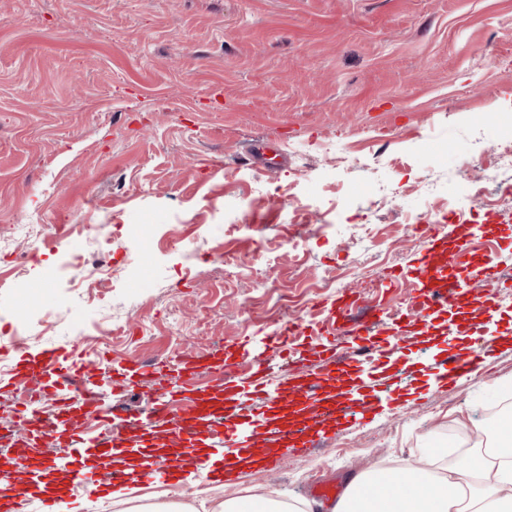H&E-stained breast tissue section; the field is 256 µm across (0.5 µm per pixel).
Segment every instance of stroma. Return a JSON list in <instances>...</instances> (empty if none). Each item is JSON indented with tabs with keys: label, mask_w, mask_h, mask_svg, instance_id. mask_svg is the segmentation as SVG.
<instances>
[{
	"label": "stroma",
	"mask_w": 512,
	"mask_h": 512,
	"mask_svg": "<svg viewBox=\"0 0 512 512\" xmlns=\"http://www.w3.org/2000/svg\"><path fill=\"white\" fill-rule=\"evenodd\" d=\"M509 153L512 0H0V339L150 362L331 326L343 294L400 319L423 214L455 223L470 265L506 252L491 334L512 337ZM91 224L109 267L66 283ZM37 312L53 318L23 341ZM438 342H410L388 411L312 454L160 494L313 500L381 460L486 443L512 346L434 390L419 369Z\"/></svg>",
	"instance_id": "stroma-1"
}]
</instances>
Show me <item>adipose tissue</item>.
I'll use <instances>...</instances> for the list:
<instances>
[{"mask_svg": "<svg viewBox=\"0 0 512 512\" xmlns=\"http://www.w3.org/2000/svg\"><path fill=\"white\" fill-rule=\"evenodd\" d=\"M331 512H512V415L450 475L380 466L353 476Z\"/></svg>", "mask_w": 512, "mask_h": 512, "instance_id": "ef3b65f1", "label": "adipose tissue"}]
</instances>
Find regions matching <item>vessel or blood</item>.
<instances>
[{
	"label": "vessel or blood",
	"instance_id": "b4317fda",
	"mask_svg": "<svg viewBox=\"0 0 512 512\" xmlns=\"http://www.w3.org/2000/svg\"><path fill=\"white\" fill-rule=\"evenodd\" d=\"M420 231L427 246L410 265L417 282L414 316L426 319L466 304L497 312L500 294L489 283L499 255L489 254L475 271L482 285L473 288L449 274L466 256L464 246L446 247L453 225L437 220ZM356 304V299L343 296L330 305L331 313L344 321L340 342L332 336L316 340L312 329L297 322L235 346L185 353L174 361L161 357L130 364L108 359L97 369L63 347L21 355L14 379L38 382L45 393L62 386L68 395L53 416L42 414L34 396L15 417V468L9 488H0V512H23L32 499L40 503L41 512H54L55 485L61 478L94 495L124 489L134 477L175 485L187 471L218 478L266 445L296 452L321 447L339 425L366 420L396 387L387 363L380 360L394 325L379 302L368 305L364 319H349ZM486 356L484 344L474 342L448 369L458 377L472 375ZM206 376L215 378V385L201 386ZM102 381L116 396L141 384L153 386L156 396L143 409L117 404L106 408L97 396ZM47 442L59 449L53 464H32L28 449ZM122 448L148 456V463L133 476L119 467L113 468L111 480L93 476L91 458L110 459ZM168 448L180 449V457L165 456Z\"/></svg>",
	"mask_w": 512,
	"mask_h": 512
}]
</instances>
